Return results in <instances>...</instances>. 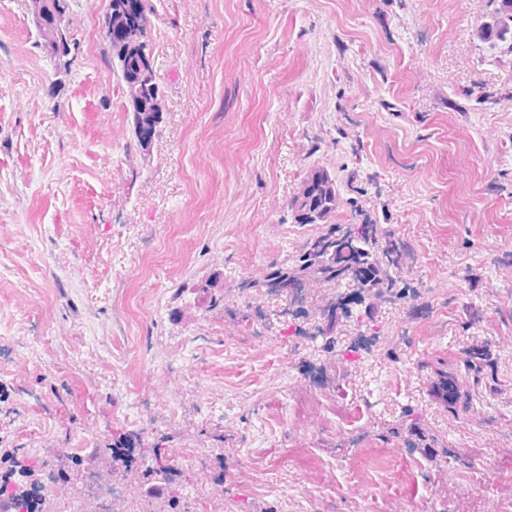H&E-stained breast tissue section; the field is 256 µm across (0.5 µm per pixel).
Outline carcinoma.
<instances>
[{
  "instance_id": "obj_1",
  "label": "carcinoma",
  "mask_w": 512,
  "mask_h": 512,
  "mask_svg": "<svg viewBox=\"0 0 512 512\" xmlns=\"http://www.w3.org/2000/svg\"><path fill=\"white\" fill-rule=\"evenodd\" d=\"M494 8L477 27V37L485 42H499L512 51V0H491ZM150 7L148 0L138 4L135 12V27L140 32L138 44L125 43L124 37L114 31L105 33L112 49L113 62L125 84L127 98L137 95L152 96L160 91L156 76L152 72L149 49ZM163 120L161 112H139L133 116V130L136 140L155 138ZM304 184H313L316 195L306 197L298 192L289 207L297 224H325V233L317 236L304 248L291 266H272L259 280L243 281L237 289L264 290L270 294L286 288L296 290L306 283L335 285L344 280L352 282L353 288L362 300L382 301L405 294L400 287L404 270L412 264L411 249L394 238L391 232L378 224H334L336 210L340 205V193L336 179L325 169L309 171ZM199 298L208 308L224 305V275L211 274L195 286ZM391 433L407 434V441L414 448L432 454L435 448L448 454L447 445L437 436L425 432L419 422L411 423L406 429L395 427ZM131 436H118L117 440L100 449V453L112 460V476L121 473L120 466L128 460L119 453L130 447ZM170 469L155 457V463L145 465L138 476L143 483L166 482L171 480Z\"/></svg>"
}]
</instances>
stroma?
Listing matches in <instances>:
<instances>
[{
  "label": "stroma",
  "mask_w": 512,
  "mask_h": 512,
  "mask_svg": "<svg viewBox=\"0 0 512 512\" xmlns=\"http://www.w3.org/2000/svg\"><path fill=\"white\" fill-rule=\"evenodd\" d=\"M150 3L145 153L109 0H77L58 60L30 0H0V448L67 475L42 512L100 493L124 433L164 448L177 512H512V53L476 38L490 0ZM316 167L337 223L415 256L409 293L331 327L349 285L237 289L323 232L288 207ZM217 270L223 306L196 309ZM325 327L375 342L337 367ZM439 370L470 409L433 395ZM413 417L459 453L447 473L391 435ZM131 112L133 116L134 135L138 145L140 146L139 140H142V138L153 140L159 130L160 124L162 123L163 112L141 111L138 112L137 115H134L132 108Z\"/></svg>",
  "instance_id": "35a3bbf8"
}]
</instances>
